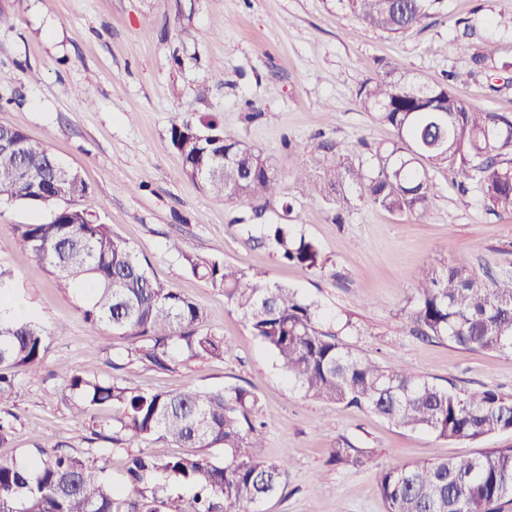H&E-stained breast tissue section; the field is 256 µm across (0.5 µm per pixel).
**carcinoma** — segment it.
Masks as SVG:
<instances>
[{"label":"carcinoma","mask_w":512,"mask_h":512,"mask_svg":"<svg viewBox=\"0 0 512 512\" xmlns=\"http://www.w3.org/2000/svg\"><path fill=\"white\" fill-rule=\"evenodd\" d=\"M439 0H348L366 26L399 35L421 24ZM361 106L393 127L397 139L370 165L343 164L309 182L312 197L339 194L356 185L391 213L424 212L435 194L434 168L474 183L490 209L512 212V115L467 106L449 88L422 83L397 61L358 90ZM189 118L174 124L170 142L187 174L203 166L224 169L199 180L218 200L260 199L279 189L267 159L226 136L200 140ZM26 143L24 156L0 152V201L39 204L48 222L16 227L18 245L37 257L61 288L84 295V319L119 336H134L138 360L168 369L179 358L222 360L232 350L222 336L200 334L202 310L177 289L149 274V263L84 207L88 187L73 176L63 185L67 210L53 209L51 181L58 160L21 130L0 129ZM277 257L307 271L324 265L318 246L270 224L261 237ZM188 271L224 296L251 333L270 350L291 384L332 404L356 405L409 429L439 438L479 441L512 430V397L488 388L456 392L413 373L360 357L316 325L317 306L290 288L252 277L223 261L183 255ZM412 331L446 338L472 350L512 353V276L483 282L458 260L445 270L424 271L415 303L405 313ZM47 331L32 321L0 315V406L15 386L10 370L35 373L48 351ZM77 399L75 418L98 435L107 427L128 442L154 435L181 448H222L224 464L187 453L157 457L143 449L128 455L124 486L105 477L106 466L57 449L38 448L27 461L0 458V512H253L280 489L288 463L261 457L264 428L259 400L240 386L180 392H142L118 381L61 370ZM112 408V424L96 416ZM367 451L336 442L330 462L360 467ZM166 475L191 485L190 499L167 498L152 484ZM386 512H498L512 498V448H488L474 457L426 460L392 468L379 480Z\"/></svg>","instance_id":"obj_1"}]
</instances>
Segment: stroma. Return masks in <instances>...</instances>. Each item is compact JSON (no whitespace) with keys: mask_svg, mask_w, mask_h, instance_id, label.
<instances>
[{"mask_svg":"<svg viewBox=\"0 0 512 512\" xmlns=\"http://www.w3.org/2000/svg\"><path fill=\"white\" fill-rule=\"evenodd\" d=\"M0 13L8 18L0 26V125L20 128L79 172L86 208L203 310L200 333L232 345L224 360L169 370L135 359V338L88 325L79 294L58 287L18 246L17 225L49 221V211L0 203V278L27 318L66 328L36 375H18L9 404L16 420L0 456L59 444L105 462L108 479L123 484L126 450L75 422L63 367L147 392L252 391L266 424L264 456L291 462L256 512H386L384 470L512 447V431L440 439L290 390L223 289L192 276L183 260L225 261L294 289L318 305L319 328L354 353L453 391L512 396V354L427 339L404 318L423 269L464 259L481 275L512 273V213L488 210L474 185L444 168L433 173L435 195L421 215L373 206L356 186L341 202L314 199L297 178L314 157L366 162L394 141L357 99L390 60L449 85L475 109L512 113V0H438L430 18L396 36L364 25L345 0H0ZM490 43L495 56L474 64ZM187 116L261 151L281 178L278 193L216 200L171 145L172 125ZM268 224L314 241L325 266L304 272L280 261L257 241ZM340 439L365 449L368 462L329 464Z\"/></svg>","mask_w":512,"mask_h":512,"instance_id":"obj_1","label":"stroma"}]
</instances>
